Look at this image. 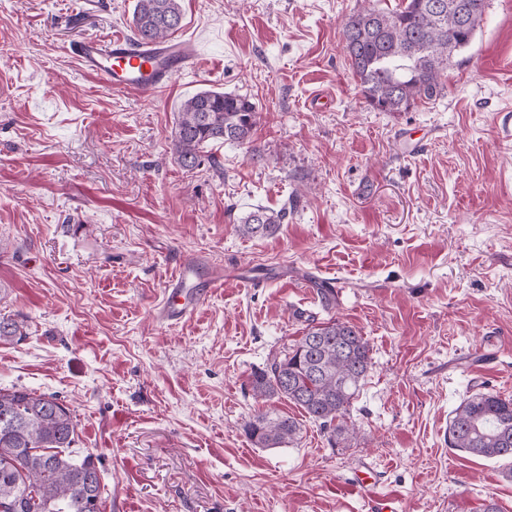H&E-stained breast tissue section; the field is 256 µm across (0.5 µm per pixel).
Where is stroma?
<instances>
[{"label": "stroma", "instance_id": "stroma-1", "mask_svg": "<svg viewBox=\"0 0 512 512\" xmlns=\"http://www.w3.org/2000/svg\"><path fill=\"white\" fill-rule=\"evenodd\" d=\"M400 2L181 0L177 35L204 61L145 94L68 51L131 32L135 0H0V318L26 331L0 341V387L72 410L105 512H370L364 466L395 512H512L504 462L448 446L467 395L512 398V0H487L442 96L380 112L340 25ZM209 88L261 122L217 149L220 170L188 172L176 113ZM256 206L288 216L244 236ZM183 258L224 286L170 327L156 311ZM330 318L372 358L346 439L248 385ZM270 407L300 433L259 448L244 425Z\"/></svg>", "mask_w": 512, "mask_h": 512}]
</instances>
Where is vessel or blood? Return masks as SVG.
Instances as JSON below:
<instances>
[{
  "label": "vessel or blood",
  "instance_id": "b4317fda",
  "mask_svg": "<svg viewBox=\"0 0 512 512\" xmlns=\"http://www.w3.org/2000/svg\"><path fill=\"white\" fill-rule=\"evenodd\" d=\"M69 52L84 70L113 88L143 93L166 88L176 75L196 69L202 59L192 39L155 42L119 32L106 39L73 41ZM218 283L214 276L200 279L196 262L180 261L161 302L160 320L169 326L187 322Z\"/></svg>",
  "mask_w": 512,
  "mask_h": 512
}]
</instances>
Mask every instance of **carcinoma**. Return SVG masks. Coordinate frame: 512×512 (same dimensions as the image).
<instances>
[{"label": "carcinoma", "instance_id": "cac0c4a2", "mask_svg": "<svg viewBox=\"0 0 512 512\" xmlns=\"http://www.w3.org/2000/svg\"><path fill=\"white\" fill-rule=\"evenodd\" d=\"M472 4L463 12L454 2ZM403 0L394 9L364 7L342 24L349 65L365 104L380 112H405L443 94L451 59L471 43L486 0ZM182 20L180 0H136L132 23L141 39L166 40ZM261 113L249 97L204 89L177 112L174 153L192 171L220 168L208 148L226 142L250 144ZM286 212L256 209L241 218L245 236L271 235ZM25 335L24 324L0 320V341ZM371 367L361 331L338 319L307 326L283 356L249 380L253 396L286 398L324 428L340 435L352 401ZM77 424L71 409L53 394L0 388V512H101L100 471L90 452L74 448ZM250 441L276 448L292 441L299 423L269 408L245 424ZM448 446L472 456L511 463L512 399L475 392L448 421Z\"/></svg>", "mask_w": 512, "mask_h": 512}]
</instances>
